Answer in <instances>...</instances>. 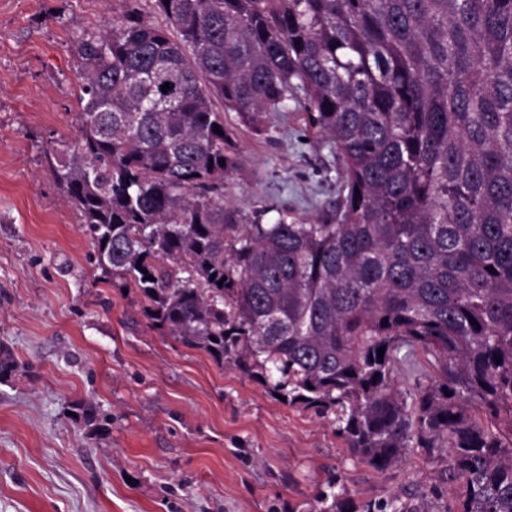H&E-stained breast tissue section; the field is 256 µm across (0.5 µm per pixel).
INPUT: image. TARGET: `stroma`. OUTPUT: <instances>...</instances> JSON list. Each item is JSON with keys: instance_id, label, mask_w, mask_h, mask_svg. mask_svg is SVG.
Instances as JSON below:
<instances>
[{"instance_id": "1", "label": "stroma", "mask_w": 512, "mask_h": 512, "mask_svg": "<svg viewBox=\"0 0 512 512\" xmlns=\"http://www.w3.org/2000/svg\"><path fill=\"white\" fill-rule=\"evenodd\" d=\"M133 9L165 22L154 0H0V344L18 363L0 383V512H315L339 495L444 512L441 451L375 469L332 417L163 335L137 289L100 281L52 164L78 135L79 36ZM303 115L288 100L258 134L226 114L240 223L318 222L338 197L339 162Z\"/></svg>"}]
</instances>
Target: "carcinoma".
<instances>
[{"label":"carcinoma","instance_id":"cac0c4a2","mask_svg":"<svg viewBox=\"0 0 512 512\" xmlns=\"http://www.w3.org/2000/svg\"><path fill=\"white\" fill-rule=\"evenodd\" d=\"M154 2L77 44L57 178L100 276L372 466L445 449L446 512H512V0ZM298 92L336 207L241 224L224 113L260 133Z\"/></svg>","mask_w":512,"mask_h":512}]
</instances>
